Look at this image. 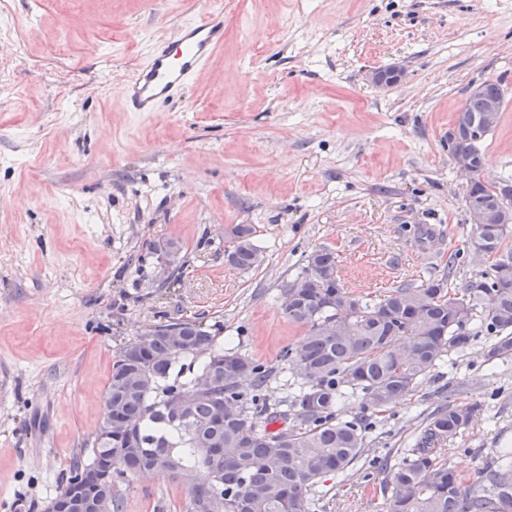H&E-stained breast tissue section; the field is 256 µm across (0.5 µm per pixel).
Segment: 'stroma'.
Here are the masks:
<instances>
[{"mask_svg":"<svg viewBox=\"0 0 512 512\" xmlns=\"http://www.w3.org/2000/svg\"><path fill=\"white\" fill-rule=\"evenodd\" d=\"M224 44L160 112H129L120 82L199 0H10L0 16V512H47L97 430L115 353L203 316L220 344L277 364L297 348L282 289L334 249L349 293L380 298L484 268L466 250L465 185L448 155L467 89L500 81L481 176L512 175V0H223ZM406 69L389 90L371 71ZM255 229L261 262L224 259ZM174 241L169 284L159 275ZM485 337L414 396L371 415L364 453L315 486L318 512H386L374 460L397 463L453 399L484 415L440 447L476 476L512 448V360ZM122 512H184L168 480L129 478ZM254 233V228L249 224H237L231 228L230 234L235 245L233 250L224 252L229 265L241 270H249L256 266L259 252L258 247L253 243Z\"/></svg>","mask_w":512,"mask_h":512,"instance_id":"stroma-1","label":"stroma"}]
</instances>
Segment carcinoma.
<instances>
[{
    "instance_id": "obj_1",
    "label": "carcinoma",
    "mask_w": 512,
    "mask_h": 512,
    "mask_svg": "<svg viewBox=\"0 0 512 512\" xmlns=\"http://www.w3.org/2000/svg\"><path fill=\"white\" fill-rule=\"evenodd\" d=\"M482 105L483 97H466L463 108L477 131L448 149L480 165L489 131ZM230 234L229 265L255 267L254 228L237 224ZM508 235L497 224L470 231L472 255L482 240L485 252L506 257L473 279L456 282L459 254L452 253L441 275L379 299L340 286L335 251L309 255L282 292L288 319L309 326L308 334L281 366L224 351L216 341L220 329L202 322L183 326L180 347L169 325L154 326L133 340L139 352L128 343L116 352L102 398L112 405V438L94 435L88 459L73 458L57 498L69 493L82 469L112 467L118 479L151 469L181 487L187 512L201 502L214 512H312L309 491L318 478L347 469L366 448V413L386 412L413 396L439 361L481 334L492 339L487 360L512 357V285L500 279L502 269H512ZM286 371L294 392L271 408V385ZM199 378L212 380L213 394L196 398L183 418L172 403L194 393ZM349 397L360 400L362 414L343 419L340 402ZM481 412L478 402L445 403L426 416L408 457L393 466L378 462L387 512H512V448L499 450L476 486L438 455V445ZM281 418L292 424L270 431ZM201 470L211 480H198Z\"/></svg>"
}]
</instances>
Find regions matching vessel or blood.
I'll return each mask as SVG.
<instances>
[{"label":"vessel or blood","mask_w":512,"mask_h":512,"mask_svg":"<svg viewBox=\"0 0 512 512\" xmlns=\"http://www.w3.org/2000/svg\"><path fill=\"white\" fill-rule=\"evenodd\" d=\"M223 43V12L206 9L200 18L182 23L172 36L153 45L146 63L120 86L127 111L158 112L180 98Z\"/></svg>","instance_id":"vessel-or-blood-1"}]
</instances>
